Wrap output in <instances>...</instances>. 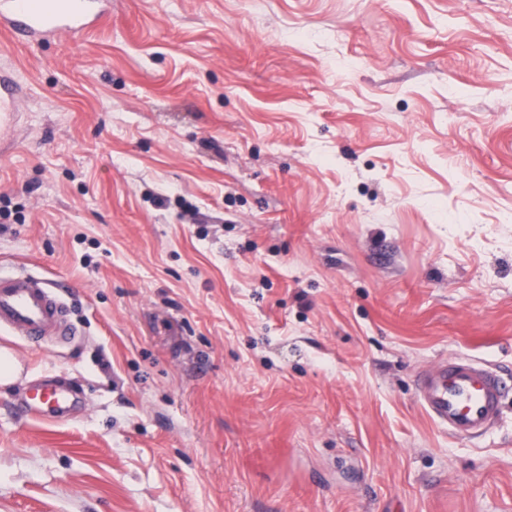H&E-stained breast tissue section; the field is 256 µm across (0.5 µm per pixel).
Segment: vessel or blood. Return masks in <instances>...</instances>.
Wrapping results in <instances>:
<instances>
[{"instance_id": "obj_1", "label": "vessel or blood", "mask_w": 512, "mask_h": 512, "mask_svg": "<svg viewBox=\"0 0 512 512\" xmlns=\"http://www.w3.org/2000/svg\"><path fill=\"white\" fill-rule=\"evenodd\" d=\"M110 0H0V31L32 42L61 34H80L105 14ZM22 91L14 71L0 69V128H9ZM65 298L48 282L26 271L0 272V331L38 345L65 342L79 331L66 314ZM420 406L439 428L455 439L475 440L499 422L512 378L469 356H457L417 372ZM79 399L65 386L33 385L29 405L47 422L66 420Z\"/></svg>"}]
</instances>
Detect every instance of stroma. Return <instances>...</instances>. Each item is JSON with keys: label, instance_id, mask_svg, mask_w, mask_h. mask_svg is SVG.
Segmentation results:
<instances>
[{"label": "stroma", "instance_id": "stroma-1", "mask_svg": "<svg viewBox=\"0 0 512 512\" xmlns=\"http://www.w3.org/2000/svg\"><path fill=\"white\" fill-rule=\"evenodd\" d=\"M0 65V267L82 331H0V512H512V396L414 386L512 373V0H112ZM22 88L13 70L0 69V128H9L14 120L16 104ZM415 387L433 423L451 438L475 440L498 424L512 380L484 362L457 356L417 372ZM78 403L74 390L63 385L40 383L31 387L28 405L41 420L61 422L71 415Z\"/></svg>", "mask_w": 512, "mask_h": 512}]
</instances>
